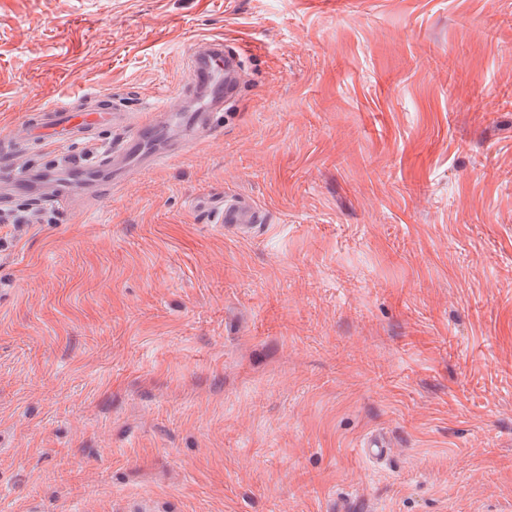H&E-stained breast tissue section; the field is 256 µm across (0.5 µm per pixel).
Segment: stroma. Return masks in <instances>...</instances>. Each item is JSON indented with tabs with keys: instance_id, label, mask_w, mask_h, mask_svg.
Instances as JSON below:
<instances>
[{
	"instance_id": "35a3bbf8",
	"label": "stroma",
	"mask_w": 512,
	"mask_h": 512,
	"mask_svg": "<svg viewBox=\"0 0 512 512\" xmlns=\"http://www.w3.org/2000/svg\"><path fill=\"white\" fill-rule=\"evenodd\" d=\"M217 37L216 134L0 245V512H512V0H0V145ZM223 222L233 231L250 228L254 220V210L249 203L232 201L224 203Z\"/></svg>"
}]
</instances>
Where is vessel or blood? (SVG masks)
Wrapping results in <instances>:
<instances>
[{
	"label": "vessel or blood",
	"instance_id": "1",
	"mask_svg": "<svg viewBox=\"0 0 512 512\" xmlns=\"http://www.w3.org/2000/svg\"><path fill=\"white\" fill-rule=\"evenodd\" d=\"M243 55L223 39H202L191 53L188 79L167 107L165 120L133 121L125 104L112 97L91 95L89 101L71 99L28 115L25 134L39 145L78 144L81 137L102 126L121 135L117 146L93 160L67 156L64 167H18L14 159L0 155V185L11 196H25L36 205L61 206L81 192L103 190L124 183L136 172L159 165L168 155L169 143L184 146L201 130L214 129V117L239 98ZM254 210L249 203H225L223 222L234 231L250 228Z\"/></svg>",
	"mask_w": 512,
	"mask_h": 512
}]
</instances>
